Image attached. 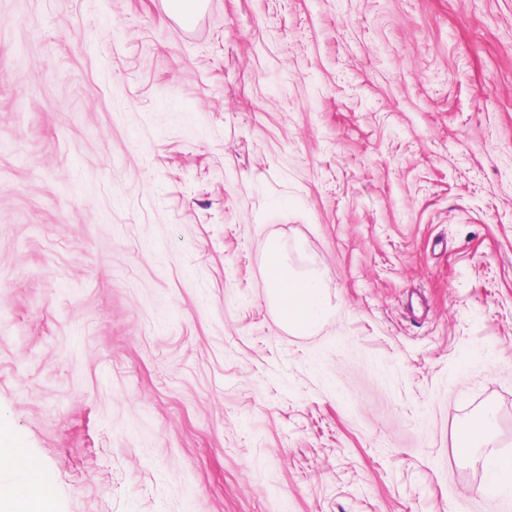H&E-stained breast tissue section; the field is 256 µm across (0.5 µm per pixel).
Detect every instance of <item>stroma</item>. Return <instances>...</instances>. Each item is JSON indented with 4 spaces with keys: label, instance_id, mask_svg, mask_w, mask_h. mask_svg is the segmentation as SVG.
I'll return each instance as SVG.
<instances>
[{
    "label": "stroma",
    "instance_id": "stroma-1",
    "mask_svg": "<svg viewBox=\"0 0 512 512\" xmlns=\"http://www.w3.org/2000/svg\"><path fill=\"white\" fill-rule=\"evenodd\" d=\"M204 2L0 0V426L50 512H512V0ZM268 256L267 297L276 307L280 322L301 333L314 330L326 315L321 284L313 277L295 272L279 241L265 244ZM483 467L487 477L493 485L501 491L512 494V457H499L486 459Z\"/></svg>",
    "mask_w": 512,
    "mask_h": 512
}]
</instances>
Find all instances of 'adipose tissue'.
<instances>
[{
	"label": "adipose tissue",
	"instance_id": "ef3b65f1",
	"mask_svg": "<svg viewBox=\"0 0 512 512\" xmlns=\"http://www.w3.org/2000/svg\"><path fill=\"white\" fill-rule=\"evenodd\" d=\"M268 256L267 297L276 307L280 322L290 329L309 333L326 315V302L320 283L312 277L295 272L288 264L284 248L279 241L271 239L265 244ZM16 450L5 428H0V473L19 474L21 484L0 488V497L5 498L9 512H47L46 502L32 496H20L21 485L30 484L28 472L20 471Z\"/></svg>",
	"mask_w": 512,
	"mask_h": 512
}]
</instances>
